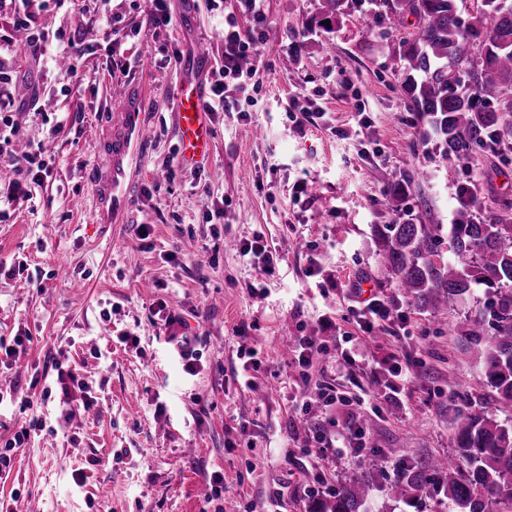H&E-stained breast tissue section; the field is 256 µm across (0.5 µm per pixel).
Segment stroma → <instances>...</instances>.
Returning <instances> with one entry per match:
<instances>
[{"mask_svg": "<svg viewBox=\"0 0 512 512\" xmlns=\"http://www.w3.org/2000/svg\"><path fill=\"white\" fill-rule=\"evenodd\" d=\"M165 9L169 24L153 27L146 0H0V99L18 127L9 160L40 154L52 167L33 202H10L0 216V341L29 339L0 365V445L43 424L0 470V512H309L311 488L451 455V419L467 402L511 425L512 409L487 398L459 347L464 309L441 326L431 310L409 308L399 337L362 336L346 315L360 281L398 294L379 281L373 225L408 211L450 223L470 181L483 200L512 197V154L462 166L422 144L408 127L404 76L390 69L400 36L376 25L369 2L327 30L319 0H264L260 84L241 111L210 113L211 150L183 168L173 159L176 88L187 75L210 85L200 54L223 60L225 18L244 29L253 18L244 0H165ZM34 38L60 58L35 54ZM340 67L363 95L367 127L336 86ZM130 88L150 114L145 169L123 223L97 224L88 171ZM302 88L324 116L298 126L288 105ZM250 125L260 137L246 135ZM395 181L404 195L386 197ZM259 235L278 256L269 277L239 250ZM161 300L198 353L195 374L183 372L155 314ZM298 336L328 349L305 374L290 351ZM346 336L361 357L352 367L332 357ZM402 354L421 365L394 395L379 364ZM62 371L97 401L63 427ZM328 383L380 407L363 457L317 461L308 451L314 429L349 419L348 407L316 403ZM81 469L89 478L79 487Z\"/></svg>", "mask_w": 512, "mask_h": 512, "instance_id": "1", "label": "stroma"}]
</instances>
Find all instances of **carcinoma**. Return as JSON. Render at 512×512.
Returning <instances> with one entry per match:
<instances>
[{"label": "carcinoma", "instance_id": "obj_1", "mask_svg": "<svg viewBox=\"0 0 512 512\" xmlns=\"http://www.w3.org/2000/svg\"><path fill=\"white\" fill-rule=\"evenodd\" d=\"M389 24L414 18L412 38L400 43L407 107L423 142L448 159L469 162L512 140V0H483L462 18L458 0H373ZM357 0H322V19L338 21ZM380 280L393 282L403 300L440 316L467 303L477 286L483 306L457 328L461 345L480 368L483 384L512 403V200L483 204L461 192L452 223L375 224ZM448 244L451 258L439 248ZM453 455L417 460L386 480L390 497L409 491L441 493L460 512H512V425L469 405L452 422ZM374 480L361 476L328 493L331 512H364Z\"/></svg>", "mask_w": 512, "mask_h": 512}]
</instances>
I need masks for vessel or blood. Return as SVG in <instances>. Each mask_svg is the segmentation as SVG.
I'll return each mask as SVG.
<instances>
[{
	"label": "vessel or blood",
	"instance_id": "obj_1",
	"mask_svg": "<svg viewBox=\"0 0 512 512\" xmlns=\"http://www.w3.org/2000/svg\"><path fill=\"white\" fill-rule=\"evenodd\" d=\"M204 98L205 90L195 77L185 78L177 89L180 162L186 167L196 164L212 145ZM148 125L141 97L127 93L119 102L118 112L111 115L103 147L104 164L91 174L96 223L115 222L129 208L133 176L144 158Z\"/></svg>",
	"mask_w": 512,
	"mask_h": 512
}]
</instances>
